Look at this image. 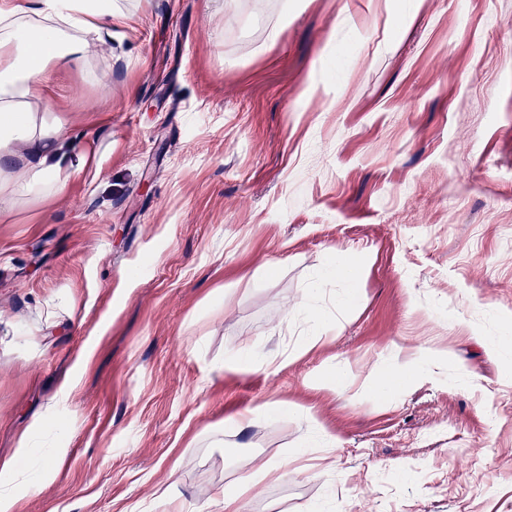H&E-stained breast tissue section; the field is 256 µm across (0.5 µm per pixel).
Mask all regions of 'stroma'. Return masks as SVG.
Here are the masks:
<instances>
[{
    "mask_svg": "<svg viewBox=\"0 0 512 512\" xmlns=\"http://www.w3.org/2000/svg\"><path fill=\"white\" fill-rule=\"evenodd\" d=\"M116 5L0 209L11 512H512V0ZM338 278H346L351 283V292L349 296L346 298L347 302H350L353 300L355 296V287L360 279L361 271L355 267L348 261L344 260L341 263H336V261L331 262L326 268L324 269L322 273L323 279H330L332 277Z\"/></svg>",
    "mask_w": 512,
    "mask_h": 512,
    "instance_id": "1",
    "label": "stroma"
}]
</instances>
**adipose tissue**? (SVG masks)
<instances>
[{
    "instance_id": "ef3b65f1",
    "label": "adipose tissue",
    "mask_w": 512,
    "mask_h": 512,
    "mask_svg": "<svg viewBox=\"0 0 512 512\" xmlns=\"http://www.w3.org/2000/svg\"><path fill=\"white\" fill-rule=\"evenodd\" d=\"M113 0H0V196L60 192L77 174L72 129L47 123L30 100L54 65H81L87 36L111 42L124 21Z\"/></svg>"
}]
</instances>
